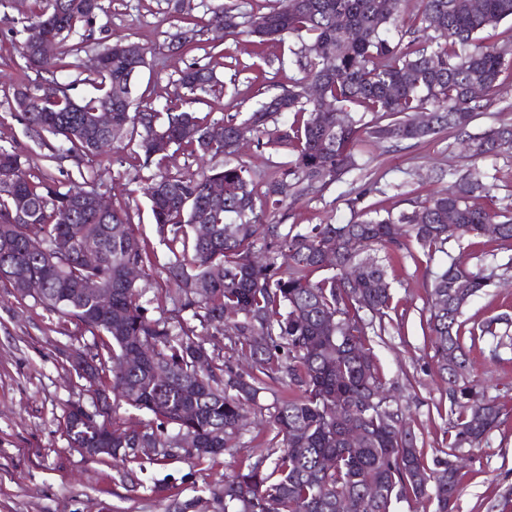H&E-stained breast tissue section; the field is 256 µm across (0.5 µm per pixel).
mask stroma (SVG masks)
I'll list each match as a JSON object with an SVG mask.
<instances>
[{
    "instance_id": "1",
    "label": "stroma",
    "mask_w": 512,
    "mask_h": 512,
    "mask_svg": "<svg viewBox=\"0 0 512 512\" xmlns=\"http://www.w3.org/2000/svg\"><path fill=\"white\" fill-rule=\"evenodd\" d=\"M222 0H101L102 8L87 40L73 37V68L59 72V82L72 84L74 96L91 92L93 57L113 38L141 44L147 65L138 74L136 106L156 107L177 98L178 72L196 63L213 68L224 93L207 98L199 109L215 116L242 114L290 87L301 73L295 38L267 44L262 54L243 35H221L210 26L212 10ZM32 0H0V145L27 152L50 176L56 167L45 161L39 140L19 121L9 118L14 81L23 61L18 52L21 31L32 18ZM197 30V47L182 52L170 35L179 17ZM512 124V68L485 111L472 124L479 134L492 126ZM470 158L452 136L441 133L398 147L381 146L362 157L360 167L341 181L314 191L289 207L288 224H345L354 216L348 201L363 196L380 211H413L463 174ZM131 167L114 161L93 163L91 176L113 206L138 213V234L165 263L160 242L142 195L134 193ZM462 258L471 271L501 267L493 285L473 297L463 310L468 324L508 312L512 314V240L493 236L449 242L446 253L426 255L417 245L398 251L388 277L396 290L399 324L390 327L375 353L397 404L428 457L446 444L452 427L450 396L437 376V360L426 321L431 306L432 273L447 258ZM508 344L493 347L483 338L471 352V377L481 395L495 400L500 423L481 447L465 449L456 512H512V324L500 325ZM90 334L58 320L32 300H20L0 287V512H204L194 504L223 485L238 460L264 453L269 432L251 423L234 454L193 465L172 461L148 466L130 481L121 465L95 461L70 448L59 425L69 402L90 401L66 361L67 355L91 347Z\"/></svg>"
}]
</instances>
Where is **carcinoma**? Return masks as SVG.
I'll use <instances>...</instances> for the list:
<instances>
[{"mask_svg": "<svg viewBox=\"0 0 512 512\" xmlns=\"http://www.w3.org/2000/svg\"><path fill=\"white\" fill-rule=\"evenodd\" d=\"M43 2L47 7L35 12V24L49 28L61 44L91 30L102 9L100 0H34ZM394 2L390 12L384 0H288L286 9L251 18L244 31L237 7L217 6L211 25L244 33L259 45L289 36L309 40L302 77L239 118H215L194 104L217 96L218 80L208 67L192 63L179 77L188 96L138 111L127 97L114 113L127 143L107 150L105 134L89 115L113 106L112 87L127 83L146 64L137 67L123 54L124 40L103 48L90 95L76 98L71 85L54 78H19L12 115L40 140L43 158L72 162L78 176L68 172L59 181L37 173L27 153L0 145V285L89 332L92 351L74 358L95 377L96 393L110 391L150 415L144 422L119 421L106 402L89 407L72 402L62 415L71 447L110 448L112 460L128 474L144 471L137 451L143 441L160 449L151 463L200 465L237 447L247 407L257 403L266 380H281L288 397L267 408L265 422L273 433L267 453L239 461L224 485L210 490V502L220 512H391L395 499L431 497L436 512H455L460 478L450 457L459 448L480 447L500 422L495 402L471 400L476 388L465 338L496 336V325L509 315L476 328L461 321L464 307L493 284L497 272H473L456 259L433 272L432 296L442 298L443 306L433 305L427 324L455 421L444 457L430 465L392 408L377 363L375 338L394 322L398 309L376 253L388 255L413 243L432 256L445 252L451 240L485 235L489 224L500 227L497 238L512 240V211L470 204L477 195L494 199V185L475 167L419 209L397 215H374L358 207V197L351 200L356 218L348 224H263L256 213L258 204L275 212L341 179L358 168L367 146H397L446 132L467 144L475 162L512 151V125L479 135L469 131L512 62V35L486 46L478 34L512 20V0H418L422 35L409 40L399 22L403 0ZM171 37L186 50L196 44L189 27H176ZM314 44L321 48L317 55L310 50ZM19 53L24 69L37 73L53 75L73 66L66 51L47 59L22 44ZM310 82L320 86L316 99L305 93ZM475 83L485 90L478 102L468 98ZM353 107L373 120L362 122ZM316 110L324 111L322 125L313 120ZM422 110L432 114L426 129L411 123ZM339 112L342 125L336 123ZM283 113L292 116L288 128L270 132V122ZM241 129L259 145L291 149L292 159L260 194L250 167L237 160L235 136ZM160 138L170 144L168 150L156 148ZM177 152L222 156L224 166L186 179L171 170ZM113 154L132 161L136 191L146 197L168 251L163 269L179 302L172 318L150 314L138 283L124 278L129 264L138 266L143 278L156 268L131 212L110 206L89 213L74 205L89 186L83 166ZM214 183L224 189L219 210L204 205ZM19 196L29 204L21 216ZM32 232L47 252L27 249L25 237ZM86 242L97 247L94 265L81 259ZM326 249L336 252L332 265L322 262ZM375 278L384 287H369ZM29 279L40 283L39 294L23 292ZM90 280L111 296L112 311L82 293ZM185 311L201 327L223 335L224 350L207 348L196 327L180 317ZM138 342L146 346L145 356L124 363ZM235 356L248 363V377L233 371ZM158 365L169 374L165 383L154 376ZM354 427L365 432L356 447L344 440ZM186 435L193 436L195 447L179 446ZM327 457L334 467L324 466Z\"/></svg>", "mask_w": 512, "mask_h": 512, "instance_id": "carcinoma-1", "label": "carcinoma"}]
</instances>
